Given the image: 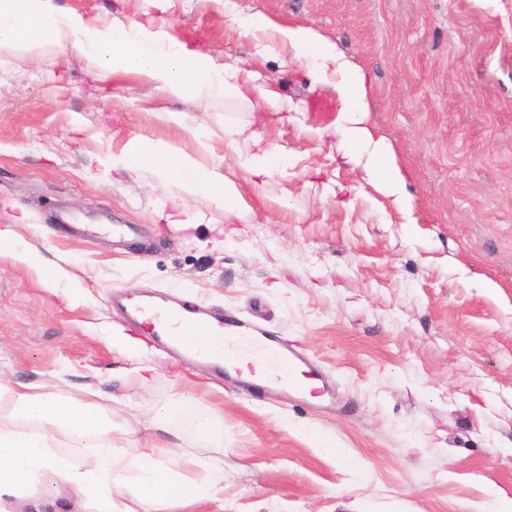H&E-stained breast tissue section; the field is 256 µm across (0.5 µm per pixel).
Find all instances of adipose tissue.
Returning <instances> with one entry per match:
<instances>
[{
    "label": "adipose tissue",
    "instance_id": "obj_1",
    "mask_svg": "<svg viewBox=\"0 0 512 512\" xmlns=\"http://www.w3.org/2000/svg\"><path fill=\"white\" fill-rule=\"evenodd\" d=\"M224 9L242 33L264 34V41L256 45L257 54L281 42L310 60L318 79L335 76L345 104L341 133L349 144L367 153L371 181L392 197L401 212H409L404 180L383 140L365 124L369 83L362 70L312 28L274 26L265 17L242 14L236 0H224ZM28 41L74 47L97 57L112 74L140 75L165 95L191 97L202 104L215 96L243 95L246 86L258 87L262 79L259 72L243 66L217 67L209 55L188 49L151 23L116 20L103 26L94 17L58 8L53 0H0V45ZM112 165L125 171L154 172L228 214L242 208L238 194L212 169L158 142L115 156ZM0 255L40 272L45 281L59 286L70 304L84 303L81 286L62 267H46L41 251L23 238L0 231ZM3 394L13 400L15 415L0 417V498L18 494L32 481L50 490L66 481L72 484L83 512H187L195 504L223 499V464L188 458L178 444L186 427L202 440L224 437L200 399L182 397L153 409V427L172 436V443L160 447L149 442L129 456L116 444L108 410L95 402L68 398L44 386L0 380ZM59 428L79 448L78 463L54 452L53 433ZM196 467L202 468V476H188V469Z\"/></svg>",
    "mask_w": 512,
    "mask_h": 512
}]
</instances>
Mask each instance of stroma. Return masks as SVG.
<instances>
[{"label": "stroma", "mask_w": 512, "mask_h": 512, "mask_svg": "<svg viewBox=\"0 0 512 512\" xmlns=\"http://www.w3.org/2000/svg\"><path fill=\"white\" fill-rule=\"evenodd\" d=\"M54 2L105 24L146 19L143 0ZM237 3L317 30L362 68L367 125L394 155L413 223L346 145L336 87L314 82L292 49L255 56L224 0H178L162 20L216 64L273 76L259 111L167 96L72 48L0 45V230L64 267L87 298L68 306L1 255L0 375L97 393L128 424L130 454L168 440L147 422L152 406L200 396L224 443L189 434L185 446L223 462L224 502L193 512H473L492 492L512 497V0ZM238 127L279 145L285 165L240 168ZM156 139L215 169L246 209L228 224L150 171L112 170L113 156ZM63 206L134 230L86 236L52 223ZM118 287L258 321L300 342L331 389L317 401L258 390L150 345L132 377L107 336L126 327Z\"/></svg>", "instance_id": "35a3bbf8"}]
</instances>
